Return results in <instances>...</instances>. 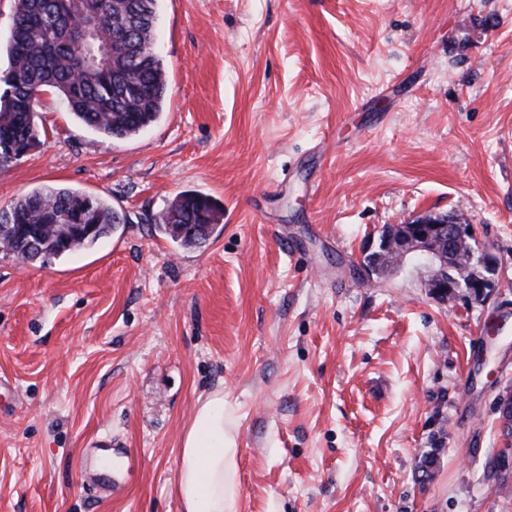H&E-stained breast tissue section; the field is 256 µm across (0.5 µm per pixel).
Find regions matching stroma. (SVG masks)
I'll use <instances>...</instances> for the list:
<instances>
[{"label":"stroma","mask_w":512,"mask_h":512,"mask_svg":"<svg viewBox=\"0 0 512 512\" xmlns=\"http://www.w3.org/2000/svg\"><path fill=\"white\" fill-rule=\"evenodd\" d=\"M156 50V123L114 140L47 92L39 146L0 167V210L54 186L126 216L45 265L0 253V512H181V438L217 389L240 512H512L490 468L512 387V0H160ZM184 192L223 210L197 249L154 226ZM425 213L501 255L489 303L364 270ZM94 448L138 455L122 490H94Z\"/></svg>","instance_id":"35a3bbf8"}]
</instances>
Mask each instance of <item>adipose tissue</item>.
<instances>
[{
  "instance_id": "1",
  "label": "adipose tissue",
  "mask_w": 512,
  "mask_h": 512,
  "mask_svg": "<svg viewBox=\"0 0 512 512\" xmlns=\"http://www.w3.org/2000/svg\"><path fill=\"white\" fill-rule=\"evenodd\" d=\"M237 430L223 391L199 397L178 461L175 493L182 512H239Z\"/></svg>"
}]
</instances>
